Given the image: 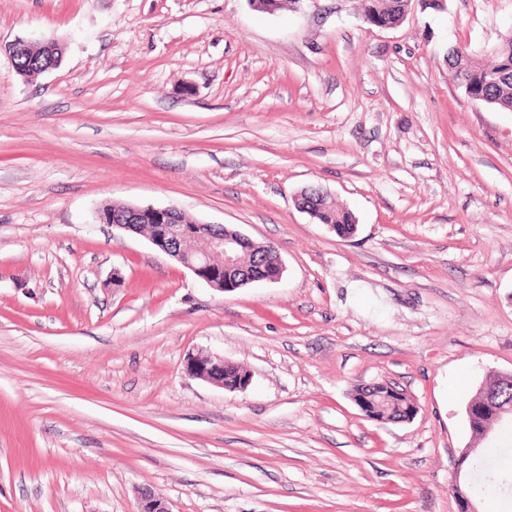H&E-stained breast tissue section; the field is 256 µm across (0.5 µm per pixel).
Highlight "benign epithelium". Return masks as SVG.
I'll return each mask as SVG.
<instances>
[{"mask_svg":"<svg viewBox=\"0 0 512 512\" xmlns=\"http://www.w3.org/2000/svg\"><path fill=\"white\" fill-rule=\"evenodd\" d=\"M182 211L175 205L155 207L152 205H128L119 214L112 215L99 208L96 219L102 224H110L125 231H137L138 223L146 220L157 224L156 233L150 242L167 256L178 261L198 279L218 292H227L224 276L210 271V256L217 254L225 269L238 266L239 251L256 242L239 231H224L217 224L198 222L184 224L180 221ZM224 357L198 350L188 354L185 361L186 372L205 382L224 386ZM512 384V376L500 377L494 382L484 383L477 394L467 404V421L472 432L482 438L489 437L494 425L512 422V400L501 397L503 387ZM477 449L466 448L457 465L454 482L449 492L455 498L458 512H477L469 487L461 484L462 467ZM137 512H171L167 502L155 496L148 489H141L137 495Z\"/></svg>","mask_w":512,"mask_h":512,"instance_id":"obj_1","label":"benign epithelium"}]
</instances>
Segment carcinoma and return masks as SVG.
Wrapping results in <instances>:
<instances>
[{"label": "carcinoma", "instance_id": "carcinoma-1", "mask_svg": "<svg viewBox=\"0 0 512 512\" xmlns=\"http://www.w3.org/2000/svg\"><path fill=\"white\" fill-rule=\"evenodd\" d=\"M408 0H361L362 17L373 21H388L408 10ZM448 68L457 84L476 99H487L491 105L512 111V37L505 38L498 46L495 60L487 65L472 54H465L454 48L448 53ZM352 214L333 200H328L317 222L336 225V234L351 236L356 229ZM247 371L239 365L227 363L224 366V388L233 389ZM354 401L358 407L374 420L404 422L416 414L414 403L399 390L385 384L374 383L355 389ZM474 467L482 475L483 483L490 485L497 480L496 467L480 456Z\"/></svg>", "mask_w": 512, "mask_h": 512}]
</instances>
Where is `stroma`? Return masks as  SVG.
I'll return each instance as SVG.
<instances>
[{"mask_svg": "<svg viewBox=\"0 0 512 512\" xmlns=\"http://www.w3.org/2000/svg\"><path fill=\"white\" fill-rule=\"evenodd\" d=\"M512 0H0V512H457L465 408L512 373V112L448 72ZM53 36L27 81L6 51ZM328 192L338 237L295 205ZM105 202L177 205L278 250L277 283L209 288ZM120 285H113V276ZM207 350L252 376H189ZM466 389L455 386L460 371ZM418 407L380 423L356 387ZM512 425L484 446L512 512ZM411 1L406 0H362L361 14L366 23L372 25L373 21H388L398 14L406 11ZM311 190L312 193H310L309 198L313 200L312 207L301 202L302 192H300L296 196V206L302 212L307 213L312 219H317V215L320 212L319 208H321L322 206L315 204L317 200L314 199V197L318 196L321 199L324 196H326V194L320 189L311 188ZM327 202L328 204L326 205L322 213L319 215L317 222L326 225L331 231L335 232L338 236H351L356 229V224H352V221L354 220L352 214L348 210L338 207L336 205V202L333 201L331 198H328Z\"/></svg>", "mask_w": 512, "mask_h": 512, "instance_id": "35a3bbf8", "label": "stroma"}]
</instances>
